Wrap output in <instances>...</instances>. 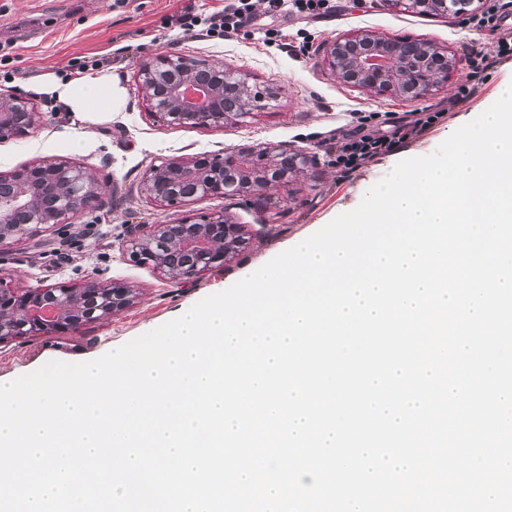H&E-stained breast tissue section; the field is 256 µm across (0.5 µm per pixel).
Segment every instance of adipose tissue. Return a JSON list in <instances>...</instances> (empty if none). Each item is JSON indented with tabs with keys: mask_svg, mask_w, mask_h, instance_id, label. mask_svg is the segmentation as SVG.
<instances>
[{
	"mask_svg": "<svg viewBox=\"0 0 512 512\" xmlns=\"http://www.w3.org/2000/svg\"><path fill=\"white\" fill-rule=\"evenodd\" d=\"M43 91L77 118L89 121L111 118L124 100L123 92L112 82L111 72L105 69L87 70L72 78H49Z\"/></svg>",
	"mask_w": 512,
	"mask_h": 512,
	"instance_id": "obj_1",
	"label": "adipose tissue"
}]
</instances>
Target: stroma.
Here are the masks:
<instances>
[{
	"mask_svg": "<svg viewBox=\"0 0 512 512\" xmlns=\"http://www.w3.org/2000/svg\"><path fill=\"white\" fill-rule=\"evenodd\" d=\"M227 0H0V92L26 97L42 120L28 134L0 140V174L33 162L63 156L93 165L102 188L100 208L60 224L43 236L0 248V276L18 289L80 286L90 280L120 282L137 298L132 306L67 333L0 341V378L13 380L51 360L78 362L99 356L176 319L183 309L221 292L256 271L296 239L320 230L354 209L371 185L405 158L431 154L458 124L485 112L512 81V58L498 60V35L462 26L461 16L422 15L391 0H331V12L317 18L266 17L264 0H252L255 24L222 36L184 35L171 17L185 8L204 17ZM267 29L288 31L290 49L265 43ZM370 32L388 38L431 41L456 61L446 83L430 95L410 100L380 95L342 83L326 63L334 39ZM205 57L250 73L258 87L278 86L277 100L264 110L224 128L172 129L151 113L138 87L143 62L156 54ZM495 60L480 91L459 96L467 84L468 60ZM103 56L113 59L112 75L125 103L111 120L80 121L35 87L49 77H67L73 68ZM430 104L449 105L433 127L408 139L356 172L342 174L328 148L351 132L358 113L373 112V131L384 133L391 121L416 119ZM85 146L73 150V138ZM240 144H285L314 155L306 176L268 195L212 198L187 205L155 202L140 191L146 170L170 158L200 152L213 155ZM222 212L241 224L247 248L223 269L173 282L152 265L132 262L121 244L140 225L186 215Z\"/></svg>",
	"mask_w": 512,
	"mask_h": 512,
	"instance_id": "obj_1",
	"label": "stroma"
}]
</instances>
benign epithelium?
<instances>
[{"instance_id": "benign-epithelium-1", "label": "benign epithelium", "mask_w": 512, "mask_h": 512, "mask_svg": "<svg viewBox=\"0 0 512 512\" xmlns=\"http://www.w3.org/2000/svg\"><path fill=\"white\" fill-rule=\"evenodd\" d=\"M418 13L446 15L465 11L473 0H391ZM326 61L343 83L380 95L423 98L455 69V61L432 42L405 43L371 33L337 38ZM138 83L153 114L166 126L222 128L248 117L277 90H262L249 73L205 58L159 54L141 67ZM41 122L27 98L0 94V139L24 135ZM313 156L284 145L241 146L219 157L206 152L152 165L142 193L160 203L190 204L211 197L265 192L305 174ZM102 204L94 170L63 158H50L0 177V247L40 236L70 224ZM242 226L224 213L201 219L186 216L150 224L124 241L122 249L137 263L148 257L172 280H188L214 269L246 248ZM129 287L88 282L81 287L53 286L19 290L0 281V338L64 333L110 317L134 304ZM49 306L53 318L44 316Z\"/></svg>"}]
</instances>
